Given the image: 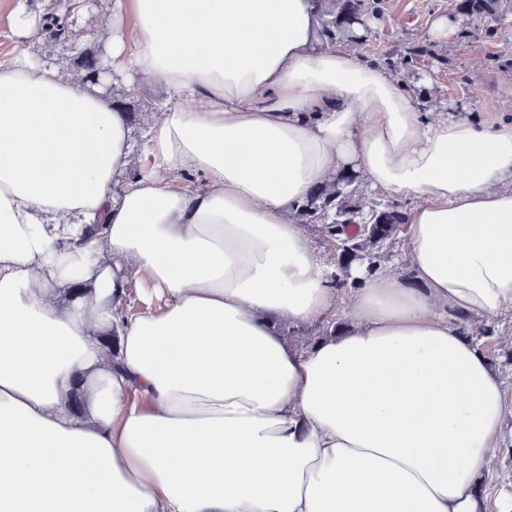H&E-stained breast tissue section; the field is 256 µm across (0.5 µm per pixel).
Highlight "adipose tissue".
Here are the masks:
<instances>
[{
  "instance_id": "adipose-tissue-1",
  "label": "adipose tissue",
  "mask_w": 512,
  "mask_h": 512,
  "mask_svg": "<svg viewBox=\"0 0 512 512\" xmlns=\"http://www.w3.org/2000/svg\"><path fill=\"white\" fill-rule=\"evenodd\" d=\"M317 0H115V70L173 101L119 193L131 123L0 59V512H512V392L458 313L512 310V114L421 111ZM353 171L409 197L405 259L346 304L290 214ZM202 177L204 189L170 182ZM86 288L78 300L72 286ZM138 294L143 307L129 313ZM342 309L297 348L282 324ZM115 347H108L107 335ZM83 407L73 411L74 390ZM489 489L492 495L496 494L501 487H509L512 489V457L499 459L496 463L488 468L485 474Z\"/></svg>"
}]
</instances>
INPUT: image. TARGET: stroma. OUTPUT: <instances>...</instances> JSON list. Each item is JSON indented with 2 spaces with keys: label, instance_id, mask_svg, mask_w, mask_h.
I'll list each match as a JSON object with an SVG mask.
<instances>
[{
  "label": "stroma",
  "instance_id": "1",
  "mask_svg": "<svg viewBox=\"0 0 512 512\" xmlns=\"http://www.w3.org/2000/svg\"><path fill=\"white\" fill-rule=\"evenodd\" d=\"M458 2L380 0L379 13L364 18L367 40L351 42L350 47L367 61L375 60L380 52L391 54V74L403 81L421 111L438 105L454 114L512 113V0L492 16L456 14L455 35L445 41L436 39L432 32L434 20ZM31 3L41 22H59L67 31L65 39L54 43L55 55L72 68L80 55H96L102 67L103 92L131 114L132 164L113 183L114 191H122L145 157L146 127L141 118L144 108L160 115L171 101L161 86H152L143 93L113 70L104 46L112 22L113 0H85L88 12L98 22L92 30L78 21L73 0ZM409 56L414 59L410 65L405 62ZM493 324L494 335L479 338L477 345L512 391V363L505 361L506 353L512 351V313L495 318Z\"/></svg>",
  "mask_w": 512,
  "mask_h": 512
}]
</instances>
